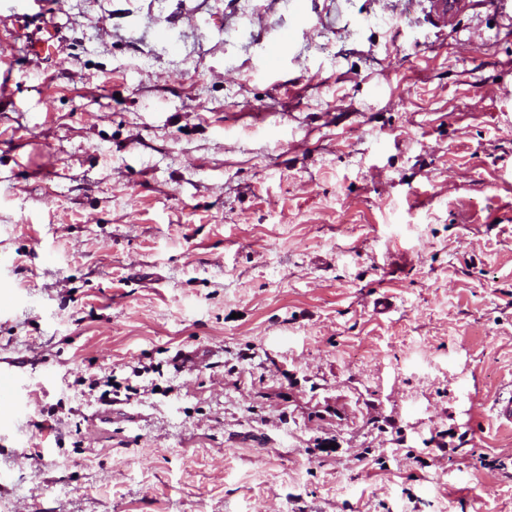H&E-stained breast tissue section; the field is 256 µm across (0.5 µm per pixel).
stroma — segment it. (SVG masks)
<instances>
[{"instance_id":"1","label":"stroma","mask_w":512,"mask_h":512,"mask_svg":"<svg viewBox=\"0 0 512 512\" xmlns=\"http://www.w3.org/2000/svg\"><path fill=\"white\" fill-rule=\"evenodd\" d=\"M426 6L0 0V512H512V5ZM431 15L435 23H444L449 13H455L470 6L473 0H430Z\"/></svg>"}]
</instances>
